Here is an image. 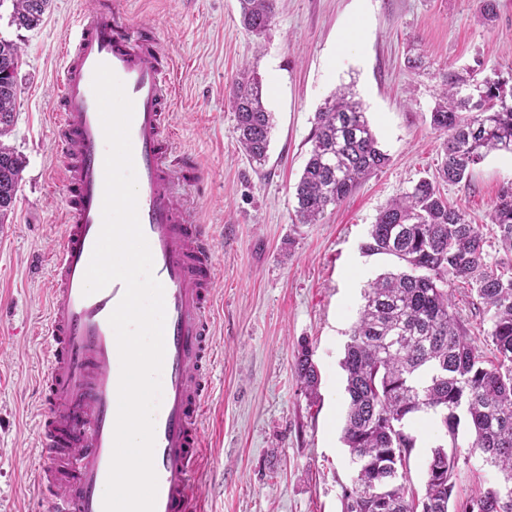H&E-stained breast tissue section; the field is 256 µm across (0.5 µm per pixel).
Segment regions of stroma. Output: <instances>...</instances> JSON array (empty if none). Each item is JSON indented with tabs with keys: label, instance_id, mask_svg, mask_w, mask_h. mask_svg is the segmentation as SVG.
Instances as JSON below:
<instances>
[{
	"label": "stroma",
	"instance_id": "stroma-1",
	"mask_svg": "<svg viewBox=\"0 0 512 512\" xmlns=\"http://www.w3.org/2000/svg\"><path fill=\"white\" fill-rule=\"evenodd\" d=\"M102 0H50L30 30L0 7V37L22 50L16 123L8 140L23 161L14 210L0 224V512H43L35 469L45 370L35 335L62 242L65 194L50 115L61 51L80 15ZM484 24L476 0H277L263 37L241 26L237 0H127L134 25L154 29L178 63L170 115L176 152L197 163L199 182H177L210 230L217 271V357L203 421L207 448L197 477L205 512H342L357 466L341 440L348 407L341 366L363 289L397 270V259L360 245L380 208L442 160L430 112L443 73L467 67L512 75V0H497ZM423 56L427 70L407 66ZM269 88L275 114L268 160L240 151L229 96L242 67ZM352 85L389 166L317 224L295 217L294 187L309 155L314 114ZM512 157L490 154L468 181L444 184L449 203L484 224ZM309 347L320 373L309 399L295 371ZM417 438L407 486L422 491L440 433L412 424ZM454 495L463 500L495 479L470 449L458 451Z\"/></svg>",
	"mask_w": 512,
	"mask_h": 512
}]
</instances>
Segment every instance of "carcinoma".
<instances>
[{
  "label": "carcinoma",
  "mask_w": 512,
  "mask_h": 512,
  "mask_svg": "<svg viewBox=\"0 0 512 512\" xmlns=\"http://www.w3.org/2000/svg\"><path fill=\"white\" fill-rule=\"evenodd\" d=\"M11 2L10 23L39 25L50 0ZM240 22L255 37L272 26L277 0H237ZM20 46L0 37V224L12 214L23 161L1 142L16 119ZM239 148L265 165L274 115L255 71H240L230 91ZM430 124L442 138L443 160L432 179H421L378 213L361 249L397 258L403 269L380 275L364 292L342 367L349 405L342 440L357 464L344 512H512V182L502 186L490 225L474 224L448 203L440 184L469 179L488 153L512 154V85L501 76L479 80L473 71L445 76ZM311 149L295 185V215L317 224L366 177L384 169L363 103L341 89L315 113ZM498 241L506 253L489 262ZM470 287L491 323L487 358L455 311L452 290ZM305 393L318 395L319 372L304 346L295 362ZM433 412L447 441L432 447L425 492L405 484L419 413ZM471 448L499 475L498 483L450 509L461 429Z\"/></svg>",
  "instance_id": "carcinoma-1"
}]
</instances>
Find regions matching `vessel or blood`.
<instances>
[{"instance_id":"b4317fda","label":"vessel or blood","mask_w":512,"mask_h":512,"mask_svg":"<svg viewBox=\"0 0 512 512\" xmlns=\"http://www.w3.org/2000/svg\"><path fill=\"white\" fill-rule=\"evenodd\" d=\"M123 4L112 0L82 15L62 51L55 135L63 145L66 210L40 330L48 368L41 387L45 413L38 422L45 463L36 482L46 496L47 512H103L120 377L109 317L125 291L116 280L93 294L83 292L103 222L107 145L92 89L95 68L103 63L134 103L130 138L138 216L153 273L164 288L162 397L154 415L156 512H202L194 475L204 446L201 424L214 363L212 243L206 225L175 195L177 181H196L201 173L173 157L168 122L173 58L153 32L131 24Z\"/></svg>"}]
</instances>
